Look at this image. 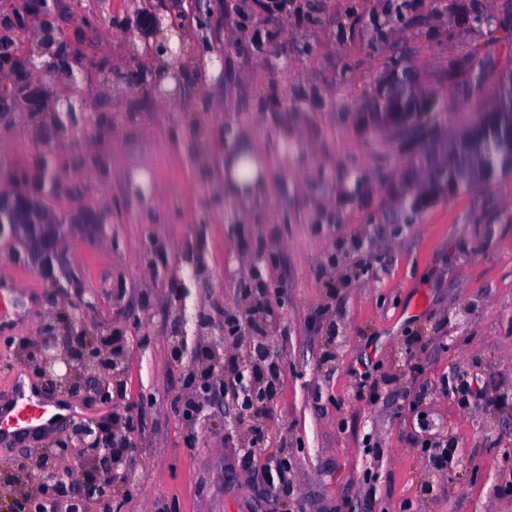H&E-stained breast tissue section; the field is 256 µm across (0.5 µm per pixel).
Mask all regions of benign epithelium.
Returning <instances> with one entry per match:
<instances>
[{"mask_svg": "<svg viewBox=\"0 0 512 512\" xmlns=\"http://www.w3.org/2000/svg\"><path fill=\"white\" fill-rule=\"evenodd\" d=\"M452 20L457 27H479L490 30L499 27L500 14L486 13L477 19L467 11L453 10ZM136 30L148 35L145 39L144 59L122 72H114L112 64L104 60L99 68L108 76V82L120 83L127 89L140 92H158L162 76L156 74L153 61L170 58L181 61L186 53L182 38L183 28L178 16H165L159 12L139 17ZM465 58L466 67L475 76L469 89L473 94L496 101L505 93L512 95V70L493 65L479 48L461 50L448 56L446 65ZM76 65L80 70L71 77V83L84 84L83 54L61 52L56 32L47 23L42 24L41 39L34 50H20L13 55L8 70L12 74L9 86L22 88L23 97L0 96V120L16 118L30 125L43 122L54 135H74L79 130H93L103 124V115L84 108L86 90L79 95L69 94L52 100L50 110L34 105L32 79L51 69L67 70ZM424 77L420 70L402 57L392 63L380 80L374 100L385 106L382 121L376 122L389 130L392 140L406 144L413 140L415 125L402 118L404 104L414 105L421 117L447 122L451 109L439 105V99L428 96L422 89ZM62 162H45L32 175L18 169L12 175L14 189L0 191V210L9 212L10 222L0 226V248H12L19 243L32 254L45 271H50L53 259L63 244L75 232L95 238L103 228L101 211L89 205L93 183L65 181L60 178ZM66 195L78 202L76 218L66 222L60 219L46 203V197ZM90 302L78 298L67 311L55 312L44 324L43 341L34 357L45 384L65 386L74 397L90 394L99 401H110L120 393L119 376L122 368V349L112 334L90 337L79 320V314ZM173 332L179 340L171 346L173 359L189 368L185 388L192 395L185 419L194 423L201 417L204 407L217 399L224 390V374H217L203 362L198 345L188 343L183 308L172 315ZM237 404L267 399L265 389L253 384L249 374L241 370L236 375ZM131 441L125 430L116 425L104 432L93 423L78 422L67 433L43 450L40 466L28 473L30 488L23 487L8 494V512H89L96 504L103 512H111L112 500L119 482L128 474L119 467Z\"/></svg>", "mask_w": 512, "mask_h": 512, "instance_id": "1", "label": "benign epithelium"}]
</instances>
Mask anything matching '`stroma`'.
<instances>
[{
  "label": "stroma",
  "mask_w": 512,
  "mask_h": 512,
  "mask_svg": "<svg viewBox=\"0 0 512 512\" xmlns=\"http://www.w3.org/2000/svg\"><path fill=\"white\" fill-rule=\"evenodd\" d=\"M391 2L207 0L186 43L198 57L223 51L224 73L203 86L182 74L163 104L107 85L97 60L124 69L140 45L126 19L188 13L193 0H0V21L42 13L62 47L92 46L88 111L133 116L47 143L0 127V188L11 169L37 171L48 154L75 165L98 142L110 152L92 199L106 220L101 240L72 236L50 279L25 252L0 250V272L24 274L0 316V376L36 377L21 349L82 294L95 299L81 315L87 329L128 348L122 396L80 402L50 435L0 450V484L68 425L119 415L132 417L135 447L131 493L115 512H512V173L403 203L422 151L381 139L363 112L392 46L433 75L486 35L452 27L449 0H408L405 16L424 19L409 26L390 17ZM243 139L263 152L269 197L225 199L197 223L206 196L222 190L225 147ZM145 178L143 196L132 195ZM197 253L206 284L158 271ZM256 270L281 376L251 449L232 398L196 427L174 410L185 381L168 337L181 302L192 316L235 317L251 335L239 303ZM443 440L451 462L439 469ZM280 459L294 495L272 484Z\"/></svg>",
  "instance_id": "35a3bbf8"
}]
</instances>
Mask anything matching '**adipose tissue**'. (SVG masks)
<instances>
[{"mask_svg":"<svg viewBox=\"0 0 512 512\" xmlns=\"http://www.w3.org/2000/svg\"><path fill=\"white\" fill-rule=\"evenodd\" d=\"M269 180L264 159L251 142L243 141L224 150V192L239 199L265 196Z\"/></svg>","mask_w":512,"mask_h":512,"instance_id":"1","label":"adipose tissue"}]
</instances>
